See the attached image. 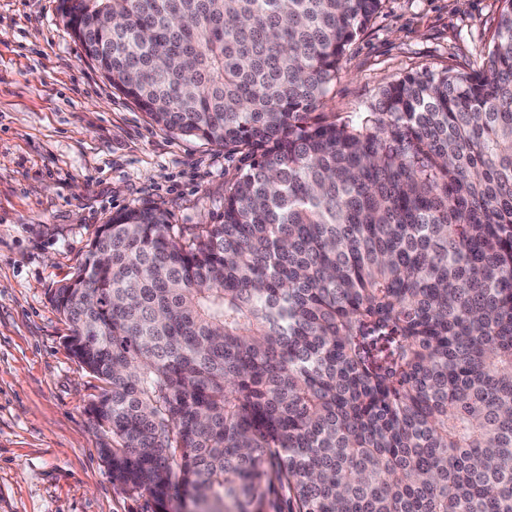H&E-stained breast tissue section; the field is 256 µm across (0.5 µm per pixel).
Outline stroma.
Wrapping results in <instances>:
<instances>
[{
    "label": "stroma",
    "instance_id": "stroma-1",
    "mask_svg": "<svg viewBox=\"0 0 512 512\" xmlns=\"http://www.w3.org/2000/svg\"><path fill=\"white\" fill-rule=\"evenodd\" d=\"M62 0H0V512H153L121 492L88 414L102 384L50 295L116 212L152 206L192 232L224 213L243 155L153 125L85 56ZM501 0H383L319 110L366 111L425 70L481 68Z\"/></svg>",
    "mask_w": 512,
    "mask_h": 512
}]
</instances>
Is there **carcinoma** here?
<instances>
[{
  "label": "carcinoma",
  "mask_w": 512,
  "mask_h": 512,
  "mask_svg": "<svg viewBox=\"0 0 512 512\" xmlns=\"http://www.w3.org/2000/svg\"><path fill=\"white\" fill-rule=\"evenodd\" d=\"M476 73L317 112L381 0H63L161 129L244 153L188 240L138 207L51 298L155 512H512V0ZM259 512H288V489L273 475L265 485V494L258 505Z\"/></svg>",
  "instance_id": "carcinoma-1"
}]
</instances>
